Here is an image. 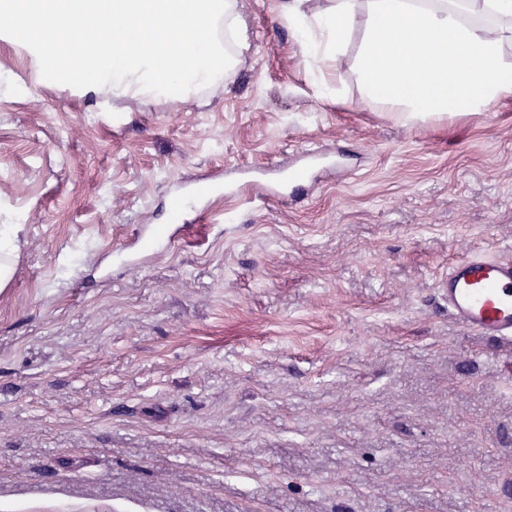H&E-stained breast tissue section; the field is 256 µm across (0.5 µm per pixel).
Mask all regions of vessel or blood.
Here are the masks:
<instances>
[{
  "mask_svg": "<svg viewBox=\"0 0 512 512\" xmlns=\"http://www.w3.org/2000/svg\"><path fill=\"white\" fill-rule=\"evenodd\" d=\"M448 310L462 326L512 343V262L475 254L445 278Z\"/></svg>",
  "mask_w": 512,
  "mask_h": 512,
  "instance_id": "b4317fda",
  "label": "vessel or blood"
}]
</instances>
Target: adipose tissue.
I'll return each instance as SVG.
<instances>
[{"mask_svg":"<svg viewBox=\"0 0 512 512\" xmlns=\"http://www.w3.org/2000/svg\"><path fill=\"white\" fill-rule=\"evenodd\" d=\"M304 0H281L279 16L304 55L338 61L358 10L367 20L356 71L365 96L425 120L491 110L512 96V0H331L309 14Z\"/></svg>","mask_w":512,"mask_h":512,"instance_id":"adipose-tissue-1","label":"adipose tissue"}]
</instances>
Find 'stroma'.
Instances as JSON below:
<instances>
[{"mask_svg":"<svg viewBox=\"0 0 512 512\" xmlns=\"http://www.w3.org/2000/svg\"><path fill=\"white\" fill-rule=\"evenodd\" d=\"M277 5L239 0L249 48L190 98L0 44V512H512V348L442 287L512 260V97L404 123L358 39L317 70ZM146 226L170 249L118 262Z\"/></svg>","mask_w":512,"mask_h":512,"instance_id":"obj_1","label":"stroma"}]
</instances>
